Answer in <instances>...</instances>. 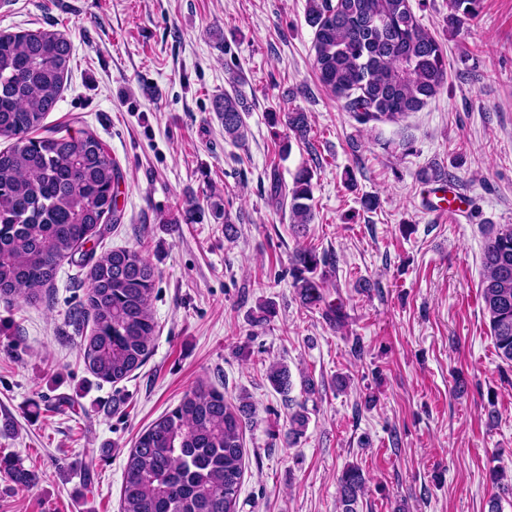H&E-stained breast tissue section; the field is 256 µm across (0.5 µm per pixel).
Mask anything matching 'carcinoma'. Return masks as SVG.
<instances>
[{"instance_id":"carcinoma-1","label":"carcinoma","mask_w":512,"mask_h":512,"mask_svg":"<svg viewBox=\"0 0 512 512\" xmlns=\"http://www.w3.org/2000/svg\"><path fill=\"white\" fill-rule=\"evenodd\" d=\"M481 0H448V21L478 18ZM314 32V67L320 83L362 121L397 120L419 111L447 78L439 42L417 22L409 0H307ZM72 44L59 31L26 29L0 33V137L12 140L0 150V299L20 297L28 305L46 301L58 268L74 261L107 220L117 222V192L122 178L104 144L92 134L43 136L48 112L69 72ZM230 78L232 92L214 97L213 110L224 136L243 145L249 129L247 100ZM357 93L351 97V93ZM273 125L291 140L307 141L306 112H270ZM313 169L301 168L288 185L275 177L271 196L288 208L290 224L303 233L314 220ZM212 216L224 224V237L237 230L224 199L209 193ZM202 205L195 195L180 216L195 223ZM481 297L497 356L512 364V225L491 230L482 253ZM333 263L313 246L297 245L289 274L296 298L322 310L336 325L347 315L336 287ZM158 273L137 249L118 248L92 264L86 300L78 317L92 323L80 343L86 369L97 379L120 383L142 367L153 350L156 323L151 298ZM266 377L273 390L288 395L293 382L288 366L276 362ZM288 428L291 441L304 435L309 418L298 404ZM252 423V404L232 405L224 392L199 383L180 403L146 427L130 449L121 491L120 512H238L246 450L243 434ZM18 487L37 481L35 472L0 456V472ZM366 478L357 465L338 480L340 512H358Z\"/></svg>"}]
</instances>
